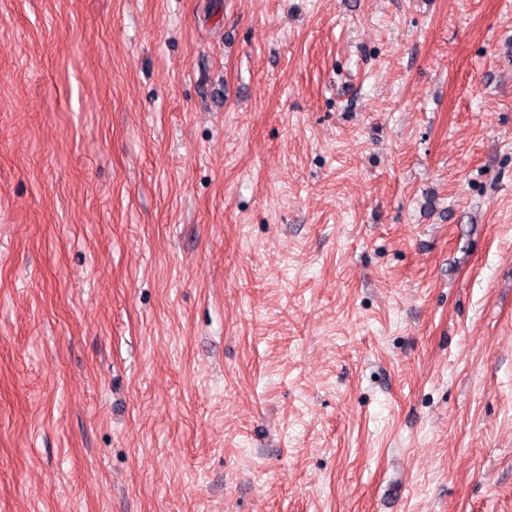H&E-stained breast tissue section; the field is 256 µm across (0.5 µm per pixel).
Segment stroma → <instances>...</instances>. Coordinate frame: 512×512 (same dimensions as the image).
<instances>
[{"mask_svg": "<svg viewBox=\"0 0 512 512\" xmlns=\"http://www.w3.org/2000/svg\"><path fill=\"white\" fill-rule=\"evenodd\" d=\"M512 0H0V512H512Z\"/></svg>", "mask_w": 512, "mask_h": 512, "instance_id": "obj_1", "label": "stroma"}]
</instances>
